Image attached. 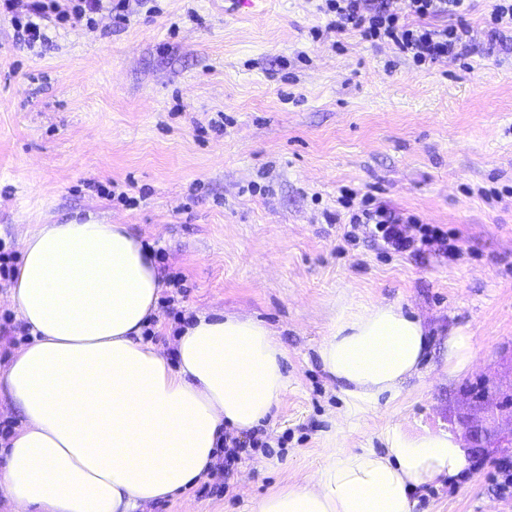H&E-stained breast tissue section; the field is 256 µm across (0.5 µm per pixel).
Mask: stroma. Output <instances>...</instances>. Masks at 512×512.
Wrapping results in <instances>:
<instances>
[{
    "label": "stroma",
    "mask_w": 512,
    "mask_h": 512,
    "mask_svg": "<svg viewBox=\"0 0 512 512\" xmlns=\"http://www.w3.org/2000/svg\"><path fill=\"white\" fill-rule=\"evenodd\" d=\"M320 0H129L50 20L27 48L0 17V243L19 252L42 224H127L162 253L151 341L171 351L195 313H244L288 354V392L260 427L264 447L231 476L202 478L146 512H252L315 474L328 447L383 451L384 429L445 431L466 449L458 478L419 487L414 512H512V28L490 4L468 18L464 59L427 70L351 31L326 30ZM321 26L325 34L313 39ZM113 187L114 196L100 194ZM456 234L400 255L326 223L341 189ZM126 200H119V193ZM396 303L422 318L429 352L396 398L357 406L318 348L359 309ZM470 336L472 368L445 371L448 338ZM495 418L482 451L467 426Z\"/></svg>",
    "instance_id": "1"
}]
</instances>
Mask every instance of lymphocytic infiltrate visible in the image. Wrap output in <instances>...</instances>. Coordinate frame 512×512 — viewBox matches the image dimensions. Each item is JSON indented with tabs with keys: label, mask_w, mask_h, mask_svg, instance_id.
<instances>
[{
	"label": "lymphocytic infiltrate",
	"mask_w": 512,
	"mask_h": 512,
	"mask_svg": "<svg viewBox=\"0 0 512 512\" xmlns=\"http://www.w3.org/2000/svg\"><path fill=\"white\" fill-rule=\"evenodd\" d=\"M473 0H410L409 15L391 10L388 0H323L319 10L328 17V29L352 30L371 43H385L416 65L432 67L438 62L465 56L473 39L467 16ZM439 17L448 25L436 26ZM351 223L370 225L373 239L397 251L421 253L430 244H438L450 258L462 249L437 224H414L383 207L364 209L353 214Z\"/></svg>",
	"instance_id": "lymphocytic-infiltrate-1"
}]
</instances>
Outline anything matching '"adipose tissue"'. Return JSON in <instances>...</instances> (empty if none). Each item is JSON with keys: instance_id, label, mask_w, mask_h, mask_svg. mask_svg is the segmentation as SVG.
Wrapping results in <instances>:
<instances>
[{"instance_id": "ef3b65f1", "label": "adipose tissue", "mask_w": 512, "mask_h": 512, "mask_svg": "<svg viewBox=\"0 0 512 512\" xmlns=\"http://www.w3.org/2000/svg\"><path fill=\"white\" fill-rule=\"evenodd\" d=\"M162 278L124 224H46L22 241L10 303L29 325L0 375L22 420L4 449L0 496L13 512H139L210 473L226 430L267 419L288 389L286 352L261 321L197 315L174 360L142 338ZM421 319L374 304L340 319L318 353L353 401L396 397L427 353ZM386 448L327 449L313 476L254 512H412L415 490L459 476L466 453L445 433L387 427Z\"/></svg>"}]
</instances>
